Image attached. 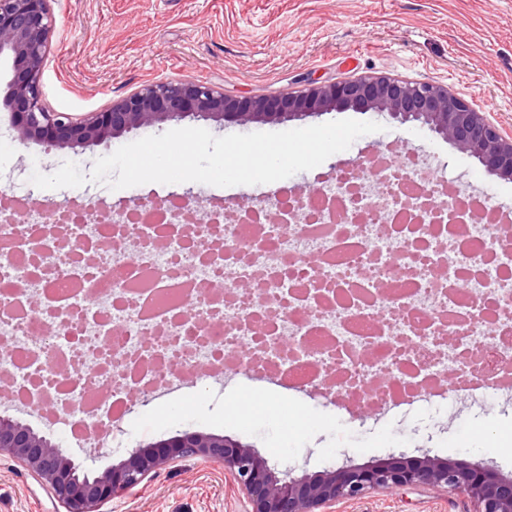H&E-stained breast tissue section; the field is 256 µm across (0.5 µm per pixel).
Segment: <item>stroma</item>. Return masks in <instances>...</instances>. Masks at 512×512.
<instances>
[{
  "mask_svg": "<svg viewBox=\"0 0 512 512\" xmlns=\"http://www.w3.org/2000/svg\"><path fill=\"white\" fill-rule=\"evenodd\" d=\"M54 34L42 83L48 103L60 112H90L135 87L158 80L198 79L237 97L297 91L317 82L386 75L447 85L512 134V0H52ZM381 124L320 166L276 181L277 190L302 192L320 175L349 167L362 157L393 153L423 162L450 186L492 195L512 212V181L487 174L450 142L414 124L373 112L311 115L283 123H255L248 132H281L339 118ZM166 122L134 130L110 145L68 153L21 145L8 120L0 119V188L19 184L26 202L44 210L67 208L75 194L91 207L132 206L142 201L202 196L206 206L235 210L251 189L184 182L148 183L111 190L89 183L80 189H40L33 171L54 173L63 162L90 173L96 159L145 137L175 129ZM180 397L133 400L125 415L103 428L100 443L85 446L64 424L33 422L0 390V414L32 423L60 440L87 468L102 471L132 450L177 434L219 435L252 448L271 466L291 476L317 475L339 467H363L391 457L426 455L490 467L512 477V399L505 395L455 394L407 397L397 405H370L341 389L299 392L272 389L260 412L231 399L246 382L244 368L229 366L222 382L208 369L185 371ZM244 494L223 466L182 461L150 475L101 512H245ZM460 493L426 486L377 490L337 505L335 512H474ZM0 512H64L9 455L0 456Z\"/></svg>",
  "mask_w": 512,
  "mask_h": 512,
  "instance_id": "stroma-1",
  "label": "stroma"
}]
</instances>
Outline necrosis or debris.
I'll return each instance as SVG.
<instances>
[{"mask_svg": "<svg viewBox=\"0 0 512 512\" xmlns=\"http://www.w3.org/2000/svg\"><path fill=\"white\" fill-rule=\"evenodd\" d=\"M184 223L177 202L121 223L0 208V374L15 403L96 444L172 365L258 372L384 404L451 369L512 376V227L491 198L374 161ZM131 242L132 252L121 245ZM223 283V294L211 292Z\"/></svg>", "mask_w": 512, "mask_h": 512, "instance_id": "obj_1", "label": "necrosis or debris"}]
</instances>
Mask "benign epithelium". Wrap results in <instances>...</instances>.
Segmentation results:
<instances>
[{"mask_svg":"<svg viewBox=\"0 0 512 512\" xmlns=\"http://www.w3.org/2000/svg\"><path fill=\"white\" fill-rule=\"evenodd\" d=\"M53 31L50 0H0V58L12 63L10 123L23 145L34 142L48 150L73 151L132 129L191 116L245 126L352 110L386 114L401 123L419 122L476 158L489 174L512 180V135L444 85L387 76L312 83L300 91L245 98L201 80L157 81L91 112H59L48 104L41 85ZM2 453L33 473L65 512H100L104 504L137 487L151 473L188 458L224 466L241 486L250 506L246 512H330L337 503L360 499L372 490L421 485L457 490L474 502L476 512H512L511 478L489 468L430 456L390 457L373 466L290 479L238 442L185 433L155 444L151 451L137 449L120 464L90 474L60 442L1 414Z\"/></svg>","mask_w":512,"mask_h":512,"instance_id":"7a95c632","label":"benign epithelium"}]
</instances>
